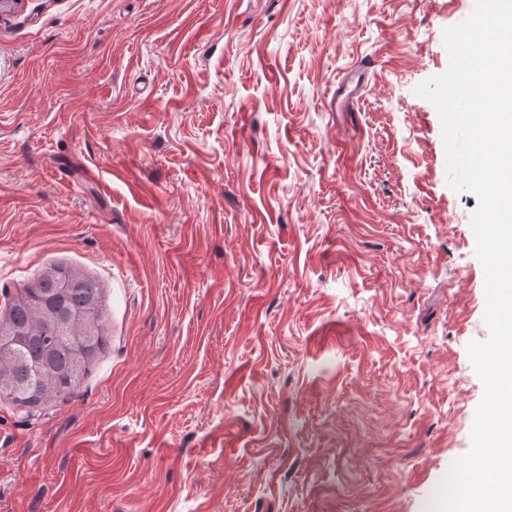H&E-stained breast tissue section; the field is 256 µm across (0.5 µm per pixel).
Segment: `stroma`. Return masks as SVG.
I'll return each mask as SVG.
<instances>
[{"label": "stroma", "mask_w": 512, "mask_h": 512, "mask_svg": "<svg viewBox=\"0 0 512 512\" xmlns=\"http://www.w3.org/2000/svg\"><path fill=\"white\" fill-rule=\"evenodd\" d=\"M472 0H15L0 314L102 290L65 398H0V512H432L487 340L474 192L416 87Z\"/></svg>", "instance_id": "35a3bbf8"}]
</instances>
